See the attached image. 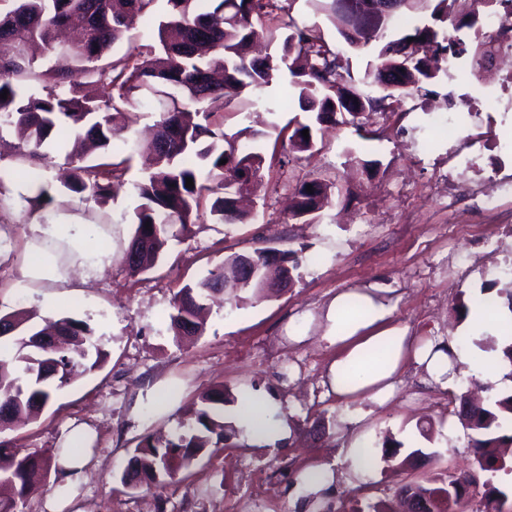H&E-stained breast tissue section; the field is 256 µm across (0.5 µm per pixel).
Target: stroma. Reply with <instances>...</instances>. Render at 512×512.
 Returning <instances> with one entry per match:
<instances>
[{
    "instance_id": "35a3bbf8",
    "label": "stroma",
    "mask_w": 512,
    "mask_h": 512,
    "mask_svg": "<svg viewBox=\"0 0 512 512\" xmlns=\"http://www.w3.org/2000/svg\"><path fill=\"white\" fill-rule=\"evenodd\" d=\"M279 17L320 28L353 73L363 70L368 49L349 47L308 0H287ZM511 64L502 51L479 69L470 58L456 60L434 95L405 101L391 128L374 113L355 126L325 124L310 152L274 149L269 135L272 126L304 120L296 103L275 113L225 109L219 117L225 133L249 129L265 156L256 221L216 224L203 215L170 241L157 268L135 277L125 250L136 205L130 184L141 176V157H133L124 186L106 206L68 190L55 193V202L75 203L84 217L103 208L112 218L111 265L61 309L47 306L44 290L18 287L33 217L0 210V313L22 306L55 318L69 310L108 354L101 368L59 390L34 422L0 435L25 453L64 447L74 432L87 439L82 480L65 489L50 472L23 512H47L58 497L69 501L63 512H349L355 500L387 498L400 484L471 470L469 431L449 413L447 392L425 383L410 364L394 397L362 423L388 459L353 471L343 443L358 404L338 403L325 384L336 348L324 337L338 292L386 288L392 325L464 348V305L473 294L494 297L512 286L502 272L512 258V237L503 232L512 225V196H500L493 212L484 201L512 182V97L498 84L499 69ZM447 120L459 138L440 134ZM311 180L334 183L332 205L314 223L290 220L286 185ZM258 247L302 253L308 261L281 292L214 313L201 336L176 340L168 329L175 293L224 259ZM216 385L232 401L245 392L266 401L288 421L286 443L261 447L240 431L223 450L203 452L187 479L125 489L120 477L140 439L192 421L200 394ZM232 401L224 407L228 422ZM321 468L341 478L330 494L314 496L301 478Z\"/></svg>"
}]
</instances>
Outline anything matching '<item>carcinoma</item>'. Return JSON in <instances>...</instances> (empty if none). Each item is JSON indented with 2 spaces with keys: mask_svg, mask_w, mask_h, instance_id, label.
I'll return each mask as SVG.
<instances>
[{
  "mask_svg": "<svg viewBox=\"0 0 512 512\" xmlns=\"http://www.w3.org/2000/svg\"><path fill=\"white\" fill-rule=\"evenodd\" d=\"M156 0H0V141L15 130L21 144L14 147L15 162L30 168L29 187L39 208H46L48 183L40 166L50 159L49 145L71 168L65 187L87 192L106 201L113 181L121 180L125 164L139 151L129 136V111L157 101L155 132L148 145L153 169L132 184L137 204L131 223L135 230L125 260L132 275L152 270L168 243L197 223L204 207L217 224H244L255 220L236 208L237 196L257 189L265 162L263 154L240 144L242 132L224 133L214 121L230 105L244 112L256 104L275 112L274 102L262 91L288 69L290 86L300 111L308 120L298 122L288 136L297 152L314 147V136L302 131L318 125L353 123L366 112L385 120L401 111L404 101L433 93L440 62L459 59L466 45L457 32L477 24L479 7L493 4L512 16V0H409L386 24L365 33L353 29L352 47L374 44V54L364 74L355 78L349 63L316 28L273 27L281 0H166L167 10L158 21L159 47L145 54L113 53L140 19L153 15ZM332 24L351 26L352 14L365 0H308ZM86 22L65 54L71 66L58 69L50 63L60 55L57 32L72 19ZM412 42H407V39ZM280 44V50L252 55L254 43ZM371 88L363 92L357 84ZM128 147L129 155L113 160L112 141ZM225 164H220L221 160ZM194 186H186V179ZM13 172L0 167V208L12 204ZM312 191H307V186ZM333 183L311 181L294 189L290 218L314 220L331 203ZM288 271L293 283L301 258L291 251L256 248L235 255L208 270L193 285L181 288L172 301L170 328L178 334L202 332L204 302L224 291L232 281L238 289L265 291L262 274L270 260ZM37 313L18 308L0 315L15 354L0 357V432L11 430L38 415L50 402L52 389L67 385L78 367L93 371L107 353L93 340L88 325L71 315L35 321ZM57 336V347L45 349L33 337ZM453 412L469 416L475 433L477 469L494 476L498 449L512 444V395L486 407H472L466 394L453 396ZM224 447V387L204 392L194 421L156 445L141 438L122 475L132 489L142 483L164 486L189 470L207 448ZM56 453H21L0 441V487L10 486L11 497L0 496V512H22L24 493L31 477L55 466ZM448 485L463 493L477 485L473 474H450ZM442 487L420 484L399 486L390 501L380 500L368 510L352 512H429L428 504ZM507 493L490 486L471 512H500L493 502Z\"/></svg>",
  "mask_w": 512,
  "mask_h": 512,
  "instance_id": "cac0c4a2",
  "label": "carcinoma"
}]
</instances>
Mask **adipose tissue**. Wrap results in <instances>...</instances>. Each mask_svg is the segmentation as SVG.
<instances>
[{
  "label": "adipose tissue",
  "instance_id": "1",
  "mask_svg": "<svg viewBox=\"0 0 512 512\" xmlns=\"http://www.w3.org/2000/svg\"><path fill=\"white\" fill-rule=\"evenodd\" d=\"M25 252L21 281L34 286L67 289L73 287L75 276H98L112 262V248L102 225L87 223L70 210L28 224ZM330 309L337 320L326 341L339 353L327 376L332 392L342 401L365 398L386 404L409 362L444 389L469 372L489 380L497 377L496 361L479 348L459 352L453 345L434 340L421 345L407 328L389 325L392 308L382 289L337 293ZM241 416L255 444L285 440L284 428L270 418L262 401L249 402Z\"/></svg>",
  "mask_w": 512,
  "mask_h": 512
}]
</instances>
